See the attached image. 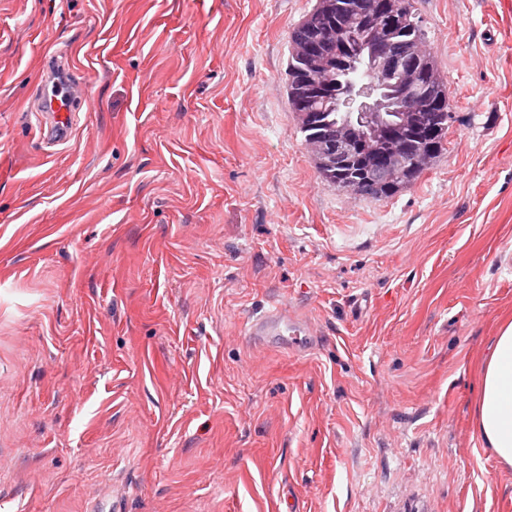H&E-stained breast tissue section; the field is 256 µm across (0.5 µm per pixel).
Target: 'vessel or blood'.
I'll list each match as a JSON object with an SVG mask.
<instances>
[{
	"instance_id": "b4317fda",
	"label": "vessel or blood",
	"mask_w": 512,
	"mask_h": 512,
	"mask_svg": "<svg viewBox=\"0 0 512 512\" xmlns=\"http://www.w3.org/2000/svg\"><path fill=\"white\" fill-rule=\"evenodd\" d=\"M76 99V74L69 61L56 57L47 60L39 99L32 110L35 125L46 144L54 147L69 141ZM245 333L266 343L285 341L305 351L318 343L317 332L305 319L280 306L270 307L261 317L248 322Z\"/></svg>"
}]
</instances>
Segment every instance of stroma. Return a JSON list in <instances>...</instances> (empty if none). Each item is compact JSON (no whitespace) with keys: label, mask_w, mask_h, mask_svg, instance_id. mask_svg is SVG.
<instances>
[{"label":"stroma","mask_w":512,"mask_h":512,"mask_svg":"<svg viewBox=\"0 0 512 512\" xmlns=\"http://www.w3.org/2000/svg\"><path fill=\"white\" fill-rule=\"evenodd\" d=\"M443 149L389 198L288 103L317 0H0V512H512L474 429L512 318V0H413ZM86 87L30 115L46 55ZM315 351L253 340L271 305ZM77 99L76 74L68 60L52 57L44 65L39 99L30 115L50 147L70 140Z\"/></svg>","instance_id":"1"}]
</instances>
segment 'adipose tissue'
I'll return each instance as SVG.
<instances>
[{
  "label": "adipose tissue",
  "mask_w": 512,
  "mask_h": 512,
  "mask_svg": "<svg viewBox=\"0 0 512 512\" xmlns=\"http://www.w3.org/2000/svg\"><path fill=\"white\" fill-rule=\"evenodd\" d=\"M475 431L498 464L512 467V322L502 324L483 357Z\"/></svg>",
  "instance_id": "ef3b65f1"
}]
</instances>
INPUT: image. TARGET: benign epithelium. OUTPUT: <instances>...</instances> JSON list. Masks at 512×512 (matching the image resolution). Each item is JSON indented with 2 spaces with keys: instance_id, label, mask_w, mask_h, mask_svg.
<instances>
[{
  "instance_id": "obj_1",
  "label": "benign epithelium",
  "mask_w": 512,
  "mask_h": 512,
  "mask_svg": "<svg viewBox=\"0 0 512 512\" xmlns=\"http://www.w3.org/2000/svg\"><path fill=\"white\" fill-rule=\"evenodd\" d=\"M352 16L358 30L337 43L336 29L346 27ZM410 26L397 0H350L339 6L336 22H305L293 29L296 58L305 66L306 93L325 94L319 90V67L333 59L339 73L361 62L378 78L369 88L336 81L339 94L332 107L348 117L308 143L322 174L353 194L390 192L437 152L448 96L438 72L422 55L421 43L408 36ZM383 88L399 105L401 119L395 124L383 116Z\"/></svg>"
}]
</instances>
